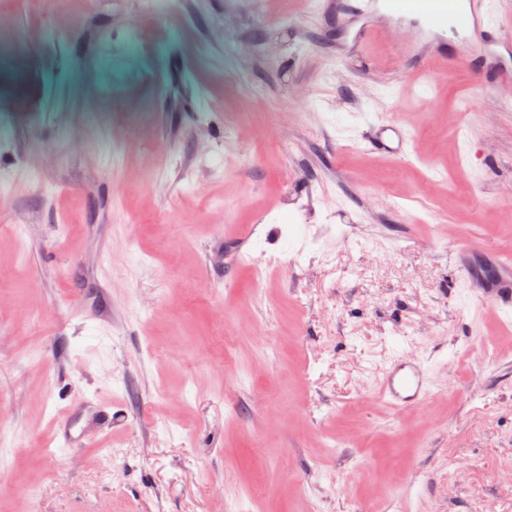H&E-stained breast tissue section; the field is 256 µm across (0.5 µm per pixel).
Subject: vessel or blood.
I'll return each mask as SVG.
<instances>
[{
    "label": "vessel or blood",
    "instance_id": "vessel-or-blood-1",
    "mask_svg": "<svg viewBox=\"0 0 512 512\" xmlns=\"http://www.w3.org/2000/svg\"><path fill=\"white\" fill-rule=\"evenodd\" d=\"M341 11L367 15L384 10L392 17L416 19L424 33L436 36L451 29L457 43L439 41L429 55L441 68L463 51L493 53L497 67L482 79L499 89L512 88V42L503 41L501 33L512 27V0H342ZM364 146L372 152L405 158L410 154L411 137L396 123L376 126ZM458 267L465 283L482 281L479 296L506 315L512 314V258L499 252L463 248L457 253ZM434 381L418 360L393 358L379 379V388L387 402L396 409L415 404L432 391Z\"/></svg>",
    "mask_w": 512,
    "mask_h": 512
}]
</instances>
